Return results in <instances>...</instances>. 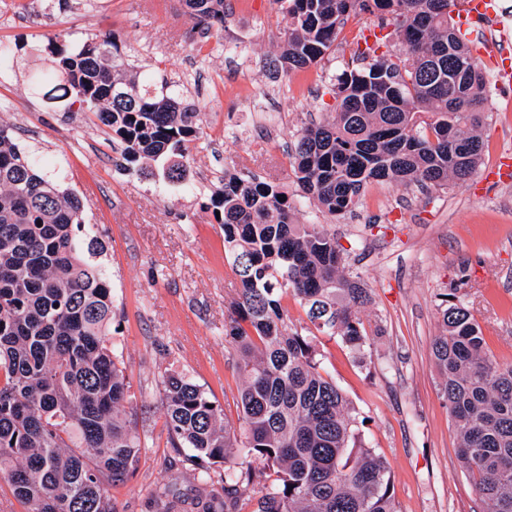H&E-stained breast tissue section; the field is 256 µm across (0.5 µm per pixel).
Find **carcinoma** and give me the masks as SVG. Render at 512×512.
Returning <instances> with one entry per match:
<instances>
[{"label": "carcinoma", "instance_id": "cac0c4a2", "mask_svg": "<svg viewBox=\"0 0 512 512\" xmlns=\"http://www.w3.org/2000/svg\"><path fill=\"white\" fill-rule=\"evenodd\" d=\"M459 0H275L288 17L282 60L317 64L353 14L389 16L409 58L366 45L361 70L341 74L335 116L306 128L293 164L323 211L352 208L374 180L441 188L466 181L482 159L486 81L452 22ZM205 30L224 25V0H184ZM108 40L57 49L52 102L68 98L112 129L129 170L163 162L166 185L186 180L183 159L201 109L180 87L153 88L145 72L112 59ZM238 297L224 335L243 384L239 427L201 386L163 377L167 443L188 448L199 487L191 512H399L386 460L366 445L358 413L327 373L316 333L353 353L366 345L357 309L368 289L346 276L336 237L294 224L278 186L226 172L214 200ZM85 204L21 151L0 124V488L23 512H117L110 489L139 467L142 443L122 412L131 385L110 343L114 304ZM311 328L284 320L283 300ZM432 345L441 394L465 474L490 512H512V363L486 355L463 303L443 300ZM177 479L152 496L173 512Z\"/></svg>", "mask_w": 512, "mask_h": 512}]
</instances>
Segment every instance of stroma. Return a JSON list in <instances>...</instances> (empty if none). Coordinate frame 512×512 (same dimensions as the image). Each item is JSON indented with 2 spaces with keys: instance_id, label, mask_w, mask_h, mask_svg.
Masks as SVG:
<instances>
[{
  "instance_id": "obj_1",
  "label": "stroma",
  "mask_w": 512,
  "mask_h": 512,
  "mask_svg": "<svg viewBox=\"0 0 512 512\" xmlns=\"http://www.w3.org/2000/svg\"><path fill=\"white\" fill-rule=\"evenodd\" d=\"M288 19L273 0H224V27L204 32L182 0H0V124L85 203L117 288L112 344L126 368L143 444L139 468L113 490L118 512H159L149 487L173 472L194 483L185 455L167 446L162 380L186 374L236 421L242 383L224 337L239 280L224 248L213 194L224 171L280 185L300 224H320L344 249L345 272L370 290L361 308L363 358L325 340L324 364L363 418V436L390 465L400 512H488L457 456L432 344L440 303L455 294L474 315L489 359L512 362V177L486 178L512 152V80L487 90L479 166L443 188L388 180L365 185L351 212L330 215L304 198L291 164L303 129L332 118L336 78L363 37H388L391 21L350 18L316 65L281 67ZM110 39L116 53L155 83L179 84L203 113L202 135L184 163L186 186L169 187L160 166L127 169L107 127L77 107L47 102L51 39L65 31Z\"/></svg>"
}]
</instances>
